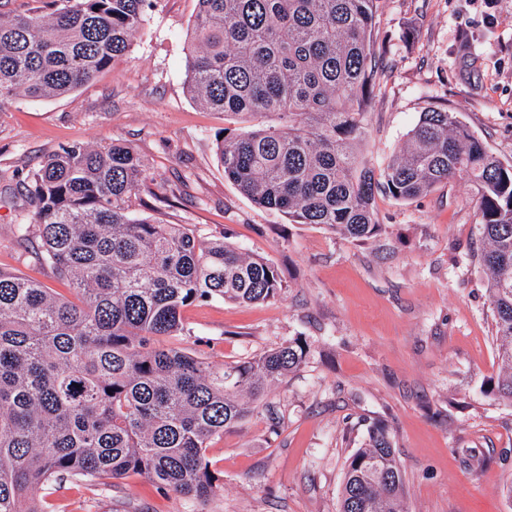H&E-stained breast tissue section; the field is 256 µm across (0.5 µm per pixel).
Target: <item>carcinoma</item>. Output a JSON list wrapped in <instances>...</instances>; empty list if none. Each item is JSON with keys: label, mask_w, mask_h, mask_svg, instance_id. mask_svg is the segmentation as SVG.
<instances>
[{"label": "carcinoma", "mask_w": 512, "mask_h": 512, "mask_svg": "<svg viewBox=\"0 0 512 512\" xmlns=\"http://www.w3.org/2000/svg\"><path fill=\"white\" fill-rule=\"evenodd\" d=\"M154 0H62L48 14L0 17V104L66 95L126 54ZM186 90L251 123L217 142L224 176L255 204L346 238L380 230V191L412 200L450 180L472 190L500 372L512 402V165L455 112L422 113L376 170L366 102L377 86L378 0H196ZM144 164L124 143L68 145L26 191L41 258L71 296L0 271V512H49L57 481L147 478L207 499L223 490L205 452L250 413L248 399L296 371L294 338L216 366L159 344L199 300L275 299V266L182 224L136 217ZM404 473L386 427L348 459L339 512H405Z\"/></svg>", "instance_id": "obj_1"}]
</instances>
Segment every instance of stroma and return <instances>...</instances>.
<instances>
[{
  "mask_svg": "<svg viewBox=\"0 0 512 512\" xmlns=\"http://www.w3.org/2000/svg\"><path fill=\"white\" fill-rule=\"evenodd\" d=\"M195 13L196 0H157L128 54L94 80L0 108V270L68 294L18 238L32 210L26 176L62 146L121 141L146 166L136 214L265 257L283 284L265 304L184 308L188 332L168 345L222 364L300 337L310 355L212 440L206 457L224 484L215 497L163 494L136 476L65 480L54 512H338L346 462L376 425L401 462L407 512H512V403L486 393L499 360L470 188L451 181L412 201L377 194L382 229L368 240L258 207L218 160L223 113L186 91ZM375 38L378 163L421 113L443 109L512 165V0H379ZM163 186L178 191L173 207L151 197Z\"/></svg>",
  "mask_w": 512,
  "mask_h": 512,
  "instance_id": "1",
  "label": "stroma"
}]
</instances>
